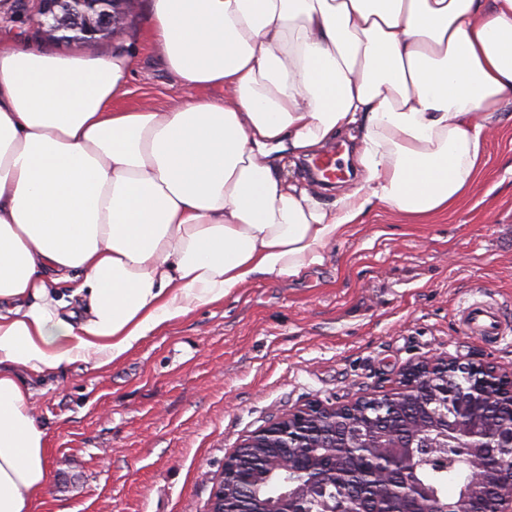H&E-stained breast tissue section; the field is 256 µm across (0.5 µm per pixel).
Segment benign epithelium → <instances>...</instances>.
Listing matches in <instances>:
<instances>
[{"label":"benign epithelium","instance_id":"1","mask_svg":"<svg viewBox=\"0 0 512 512\" xmlns=\"http://www.w3.org/2000/svg\"><path fill=\"white\" fill-rule=\"evenodd\" d=\"M35 3L33 21L41 37L66 43L95 46L113 39L125 26L129 6L134 0H32ZM462 373L470 380V391L484 404L507 405L512 408V372L480 360L425 357L403 368L389 386L365 393L353 400L325 405L318 401L302 404L287 414L268 421L254 431L241 447L260 448L268 443L278 448H313L310 419L321 413L337 417V435L332 451L322 457L323 465L309 463L308 481L285 484V490L268 503V512H296L295 504L316 491L326 494L318 470L335 466L336 456L355 448H388L389 463L384 472L388 488L394 497L378 505L376 512H419V507L432 498V490L417 478L418 467L425 463L448 464L456 459V435L467 420L464 401L456 399L450 414L430 412L409 438L388 426L360 433L363 419L369 417L361 403L378 408L375 400L395 394L416 392L427 388L438 400L448 396V375ZM471 468L466 473L461 499L493 501L492 512H512V425L493 423L487 427L470 426L466 433Z\"/></svg>","mask_w":512,"mask_h":512}]
</instances>
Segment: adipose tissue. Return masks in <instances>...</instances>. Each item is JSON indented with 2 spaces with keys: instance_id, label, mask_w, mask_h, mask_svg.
Returning <instances> with one entry per match:
<instances>
[{
  "instance_id": "1",
  "label": "adipose tissue",
  "mask_w": 512,
  "mask_h": 512,
  "mask_svg": "<svg viewBox=\"0 0 512 512\" xmlns=\"http://www.w3.org/2000/svg\"><path fill=\"white\" fill-rule=\"evenodd\" d=\"M147 17L186 92L163 110L119 107L134 53L0 37V512H32L51 480L31 382L300 277L374 206L448 212L512 125V0H148ZM349 130L351 192L288 178Z\"/></svg>"
}]
</instances>
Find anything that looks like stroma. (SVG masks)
Returning <instances> with one entry per match:
<instances>
[{
    "mask_svg": "<svg viewBox=\"0 0 512 512\" xmlns=\"http://www.w3.org/2000/svg\"><path fill=\"white\" fill-rule=\"evenodd\" d=\"M147 0L100 53L136 52L125 107L167 108L183 89L156 59ZM0 33L42 50L13 5ZM512 304V127L493 136L485 172L445 215L412 221L380 206L298 279L260 277L194 308L104 371L71 367L32 386L53 480L33 512H207L224 458L301 404L344 402L441 355L512 370V335H465L471 297Z\"/></svg>",
    "mask_w": 512,
    "mask_h": 512,
    "instance_id": "1",
    "label": "stroma"
}]
</instances>
